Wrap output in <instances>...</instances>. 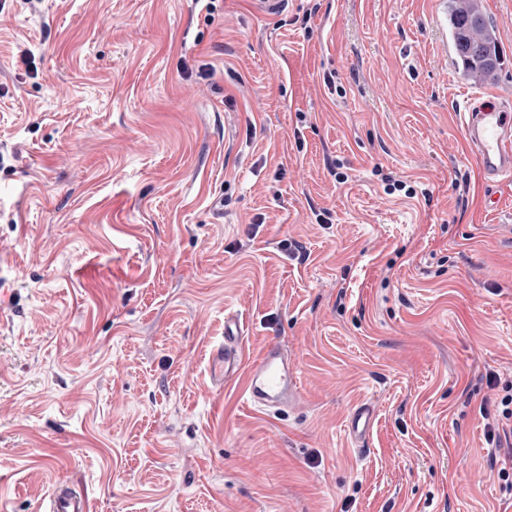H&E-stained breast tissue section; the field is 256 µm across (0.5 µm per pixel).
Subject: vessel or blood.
<instances>
[{
  "instance_id": "1",
  "label": "vessel or blood",
  "mask_w": 512,
  "mask_h": 512,
  "mask_svg": "<svg viewBox=\"0 0 512 512\" xmlns=\"http://www.w3.org/2000/svg\"><path fill=\"white\" fill-rule=\"evenodd\" d=\"M463 131L484 178L494 183L512 181V104L499 96L461 114ZM246 327L237 316L224 319V340L213 346L209 371L214 385L221 386L245 375V398L259 411L280 413L296 407L300 396L299 370L294 355L279 342H268L262 352L247 358ZM376 417L372 400L359 403L346 424L348 437L367 439ZM47 512H91L87 497L69 486H56L46 498Z\"/></svg>"
}]
</instances>
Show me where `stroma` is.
I'll use <instances>...</instances> for the list:
<instances>
[{
  "mask_svg": "<svg viewBox=\"0 0 512 512\" xmlns=\"http://www.w3.org/2000/svg\"><path fill=\"white\" fill-rule=\"evenodd\" d=\"M447 49L446 0H0V512H512V184ZM228 312L295 355L294 412L213 388ZM471 108L475 97H467L465 112H459L463 131L484 178L494 183L512 181V106L496 93ZM502 391H504V395L500 399V405L502 407L501 413V430L504 434V440L506 443V447L508 448L507 454L502 459L500 455L497 456L496 450H500V448H504L503 439L500 433L499 423L497 425H490L488 423L485 432V440L488 445V448H495V451L490 454L491 457V466H495L498 462H500L501 467L498 470V475L502 480L508 481L509 478L512 477V448L511 443L509 444V436L504 428L508 426L510 421V426L512 422V381L507 382L502 387ZM505 420V422H503ZM376 417V407L371 399L359 403L350 413L346 424L347 436L355 442L367 439ZM48 512H91L87 497L70 486H56L46 498Z\"/></svg>",
  "mask_w": 512,
  "mask_h": 512,
  "instance_id": "35a3bbf8",
  "label": "stroma"
}]
</instances>
